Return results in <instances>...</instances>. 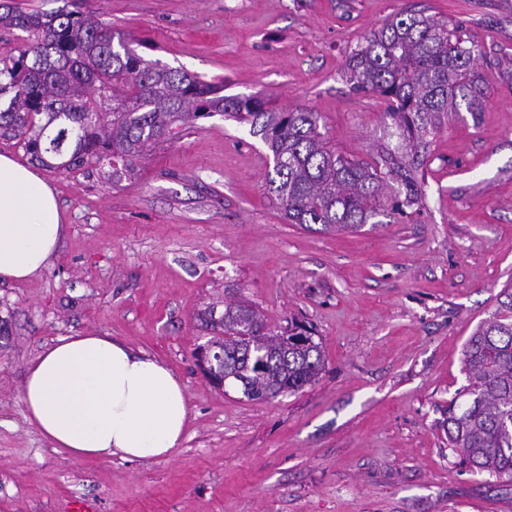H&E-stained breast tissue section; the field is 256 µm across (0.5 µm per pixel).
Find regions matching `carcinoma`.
<instances>
[{
  "label": "carcinoma",
  "mask_w": 512,
  "mask_h": 512,
  "mask_svg": "<svg viewBox=\"0 0 512 512\" xmlns=\"http://www.w3.org/2000/svg\"><path fill=\"white\" fill-rule=\"evenodd\" d=\"M27 34L0 51V138L14 140L31 162L68 175L112 166L130 171L149 147L179 124L216 114L250 124L273 156L268 191L289 224H319L357 232L379 214L383 187L398 185L394 208L418 203L419 170L429 137L448 115L477 118L485 97L474 49L423 11L394 15L353 50L346 63L358 90L389 101L376 157L352 159L328 146L318 114L277 111L255 97L224 95V86L161 68L94 15L80 11L25 12L0 0V30ZM220 346L216 373L231 377L250 400L265 401L315 381L322 346L296 322L280 332L246 302L198 314ZM469 384L441 421L448 445L475 474L512 479V285L464 348Z\"/></svg>",
  "instance_id": "cac0c4a2"
}]
</instances>
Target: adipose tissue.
<instances>
[{"instance_id":"adipose-tissue-1","label":"adipose tissue","mask_w":512,"mask_h":512,"mask_svg":"<svg viewBox=\"0 0 512 512\" xmlns=\"http://www.w3.org/2000/svg\"><path fill=\"white\" fill-rule=\"evenodd\" d=\"M66 231L52 187L0 154V280L37 276ZM29 422L68 457L151 461L189 420L180 377L163 361L95 333L62 336L31 360L19 393Z\"/></svg>"}]
</instances>
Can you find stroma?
I'll return each instance as SVG.
<instances>
[{
	"label": "stroma",
	"instance_id": "1",
	"mask_svg": "<svg viewBox=\"0 0 512 512\" xmlns=\"http://www.w3.org/2000/svg\"><path fill=\"white\" fill-rule=\"evenodd\" d=\"M95 14L160 65L228 96L307 107L336 151L372 160L386 105L354 91L351 49L396 13L447 20L475 46L480 121L449 117L419 205L383 189L358 232L288 224L266 185L273 157L216 115L154 145L133 171L42 170L67 224L49 266L0 281V512H512V481L458 463L439 427L465 385L467 339L512 281V0H19ZM245 301L295 319L324 351L319 379L257 403L214 387L193 352L197 314ZM93 330L159 357L186 386L185 435L167 456L73 459L19 400L30 360Z\"/></svg>",
	"mask_w": 512,
	"mask_h": 512
}]
</instances>
